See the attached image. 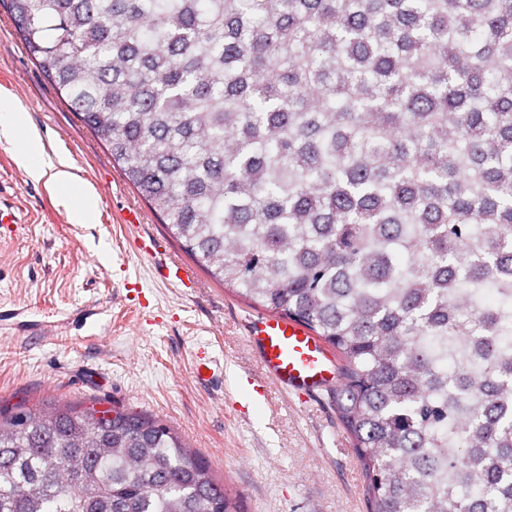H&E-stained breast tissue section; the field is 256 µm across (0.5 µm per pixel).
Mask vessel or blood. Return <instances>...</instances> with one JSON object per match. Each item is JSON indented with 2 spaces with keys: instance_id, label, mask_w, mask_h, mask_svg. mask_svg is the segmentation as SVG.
Returning <instances> with one entry per match:
<instances>
[{
  "instance_id": "vessel-or-blood-1",
  "label": "vessel or blood",
  "mask_w": 512,
  "mask_h": 512,
  "mask_svg": "<svg viewBox=\"0 0 512 512\" xmlns=\"http://www.w3.org/2000/svg\"><path fill=\"white\" fill-rule=\"evenodd\" d=\"M138 248L162 280L192 287L194 280L188 270L179 261L167 257L152 238L140 237ZM248 334L257 347L266 375L288 391L315 400L335 385L339 367L336 355L303 324L268 314L252 319Z\"/></svg>"
}]
</instances>
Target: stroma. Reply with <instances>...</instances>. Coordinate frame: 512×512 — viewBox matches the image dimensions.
Listing matches in <instances>:
<instances>
[{
	"label": "stroma",
	"instance_id": "stroma-1",
	"mask_svg": "<svg viewBox=\"0 0 512 512\" xmlns=\"http://www.w3.org/2000/svg\"><path fill=\"white\" fill-rule=\"evenodd\" d=\"M0 95L38 131L46 155H64L82 182H112L98 223H72L45 182L27 175L18 145L0 138V202L19 218L0 224V410H132L191 445L235 512H366L362 470L330 397L306 404L266 378L247 333L261 308L196 265L191 288L156 276L137 251L141 234L181 262L188 255L51 88L1 6ZM131 207L140 227L123 222ZM204 354L214 361L208 382L194 373Z\"/></svg>",
	"mask_w": 512,
	"mask_h": 512
}]
</instances>
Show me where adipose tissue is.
<instances>
[{
    "instance_id": "ef3b65f1",
    "label": "adipose tissue",
    "mask_w": 512,
    "mask_h": 512,
    "mask_svg": "<svg viewBox=\"0 0 512 512\" xmlns=\"http://www.w3.org/2000/svg\"><path fill=\"white\" fill-rule=\"evenodd\" d=\"M23 118L16 105L0 98V137L10 140L18 132H25V146L21 152V161L30 178L45 181L59 201L66 205L72 223L93 224L98 220L97 195L72 173L70 164L62 158L52 159L44 156L36 131H23Z\"/></svg>"
}]
</instances>
